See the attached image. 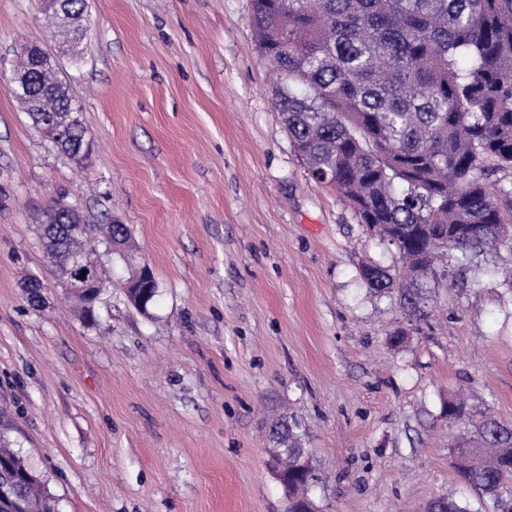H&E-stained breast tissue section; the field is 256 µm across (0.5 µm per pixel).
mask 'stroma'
Returning <instances> with one entry per match:
<instances>
[{
    "mask_svg": "<svg viewBox=\"0 0 512 512\" xmlns=\"http://www.w3.org/2000/svg\"><path fill=\"white\" fill-rule=\"evenodd\" d=\"M87 3L75 68L41 0H0V413L57 512H288L268 467L285 418L302 425L317 512H444L451 497L495 512L449 465L442 403L463 388L512 423V248L455 268L410 325L359 276L394 250L292 149L252 0ZM31 43L82 107L84 164L14 93ZM55 199L128 225L158 284L148 312L102 241L94 313L70 298L37 232Z\"/></svg>",
    "mask_w": 512,
    "mask_h": 512,
    "instance_id": "1",
    "label": "stroma"
}]
</instances>
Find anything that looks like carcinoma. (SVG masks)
<instances>
[{
	"label": "carcinoma",
	"mask_w": 512,
	"mask_h": 512,
	"mask_svg": "<svg viewBox=\"0 0 512 512\" xmlns=\"http://www.w3.org/2000/svg\"><path fill=\"white\" fill-rule=\"evenodd\" d=\"M50 17L77 43L85 0H59ZM253 23L293 151L396 252L390 266L361 264L367 287L396 294L416 320L452 281L450 267L512 245L500 234L512 224V184L491 180L512 173V0H253ZM12 82L33 123L65 129L60 152L82 161L81 107L55 61L35 47ZM95 231L58 201L42 213L39 238L57 277L73 249L91 256ZM442 416L463 429L449 449L457 476L496 512H512V425L461 392L448 395ZM269 437L292 495L308 500L317 477L302 464L299 425L280 421ZM0 480L12 488L0 512L55 509L6 445Z\"/></svg>",
	"instance_id": "1"
}]
</instances>
